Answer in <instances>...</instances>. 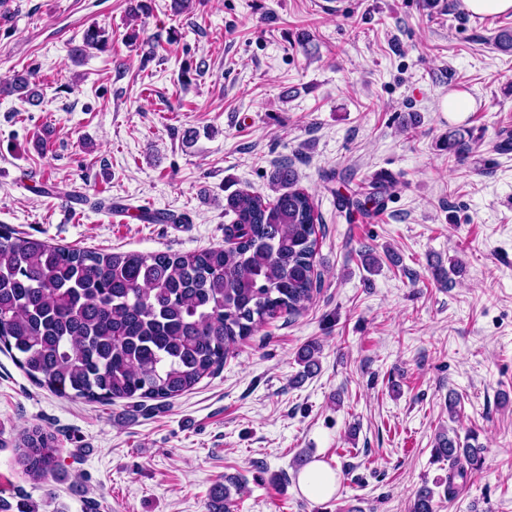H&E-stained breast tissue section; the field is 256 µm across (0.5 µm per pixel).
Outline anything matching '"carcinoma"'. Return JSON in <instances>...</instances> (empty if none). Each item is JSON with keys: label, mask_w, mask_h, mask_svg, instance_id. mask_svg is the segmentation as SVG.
<instances>
[{"label": "carcinoma", "mask_w": 512, "mask_h": 512, "mask_svg": "<svg viewBox=\"0 0 512 512\" xmlns=\"http://www.w3.org/2000/svg\"><path fill=\"white\" fill-rule=\"evenodd\" d=\"M7 95L35 105L38 85L18 73ZM459 133L448 136L458 162L471 152ZM268 197L237 191L226 198L224 225L233 247L200 252L101 253L16 235L0 225V346L37 385L88 402L148 399L165 402L224 365L240 341L281 313L311 303L319 214L294 169L280 167ZM463 273L458 260L434 269L437 280ZM315 342L297 355L299 377L317 372ZM435 454L448 461L445 494L459 495L485 463L477 438L440 432ZM16 450L34 482L62 474L55 437L39 426L23 431ZM213 512H232L229 488L213 489ZM411 512H435L423 486Z\"/></svg>", "instance_id": "carcinoma-1"}]
</instances>
